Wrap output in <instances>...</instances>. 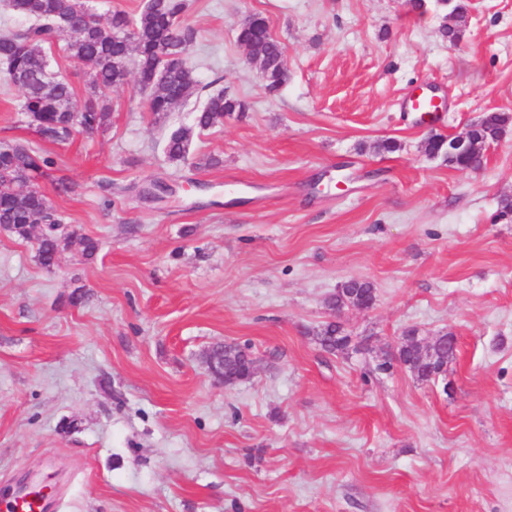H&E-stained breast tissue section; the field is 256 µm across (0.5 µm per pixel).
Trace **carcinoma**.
<instances>
[{
  "mask_svg": "<svg viewBox=\"0 0 512 512\" xmlns=\"http://www.w3.org/2000/svg\"><path fill=\"white\" fill-rule=\"evenodd\" d=\"M450 7L441 32L457 44L463 36L468 5L465 0H436ZM13 9L32 20L23 31L0 35V62L7 65L11 83L21 93L20 111L34 126L40 140L58 144L76 135H92L104 130L110 112L99 102L101 89L120 86L133 64L141 85L150 87L148 111L166 115L185 103L194 93L193 69L189 59L171 66L162 79L154 82L160 63L159 50L179 54L188 50L196 39V30L185 22L186 0H147L138 15L115 10L100 15L90 22L66 32L69 42L66 51L90 70L88 96L81 110L74 109L75 91L72 85L53 69L46 49L52 47L63 33L58 23L64 17H75L83 0H11ZM267 20L255 15L251 24L239 29L237 42L262 63L268 91L280 89L288 79L286 50L283 44L273 43L266 37ZM243 101L226 97L219 92L208 97L194 119L195 128L206 131L224 123V113L243 112ZM512 124V116L491 112L483 116L479 128L472 131V142H491L499 139ZM192 129L178 127L172 130L164 144V151L172 162L187 160ZM452 138L441 135L429 137L425 150L431 156H441L448 164L463 168L469 164L481 167L483 152L473 148L467 153L448 151ZM55 160L46 151L21 142H0V225L21 239L31 236L35 226L47 225V232H39L36 257L45 268L54 266L56 251L77 250L91 256L97 243L79 233L69 232L65 245L52 238L54 225L63 218L52 201L44 194H34L28 187L48 176ZM346 299L352 306L375 300V288L367 280L350 279L338 288L330 304ZM315 337L322 349L343 352L351 347L352 336L341 325L326 323ZM433 360L418 366L417 378L427 381L439 374L456 354L454 339L447 338L434 350ZM224 374L235 382L250 379L244 355L240 352L224 354Z\"/></svg>",
  "mask_w": 512,
  "mask_h": 512,
  "instance_id": "cac0c4a2",
  "label": "carcinoma"
}]
</instances>
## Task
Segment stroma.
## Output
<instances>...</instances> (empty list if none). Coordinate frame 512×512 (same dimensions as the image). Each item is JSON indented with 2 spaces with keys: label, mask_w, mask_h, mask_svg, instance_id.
<instances>
[{
  "label": "stroma",
  "mask_w": 512,
  "mask_h": 512,
  "mask_svg": "<svg viewBox=\"0 0 512 512\" xmlns=\"http://www.w3.org/2000/svg\"><path fill=\"white\" fill-rule=\"evenodd\" d=\"M468 2L454 46L435 0H187L189 101L157 118L131 77L105 131L47 145L39 186L99 250L47 269L0 230V489L47 483L54 512H512V129L477 171L425 151L512 115V0ZM249 14L286 47L273 95ZM422 86L428 119L402 106ZM218 92L246 111L169 161ZM18 104L0 65V142L38 143ZM153 181L173 195L143 202ZM351 278L375 304L334 317ZM336 318L367 349L324 352ZM409 327L455 337L446 375L377 370ZM218 342L257 373L215 382ZM192 137V128L178 127L172 130L164 144V151L172 162L187 160L189 145ZM342 297L356 308L361 303L375 300V288L367 280L350 279L338 288L336 295L330 301V306L336 305Z\"/></svg>",
  "instance_id": "obj_1"
}]
</instances>
